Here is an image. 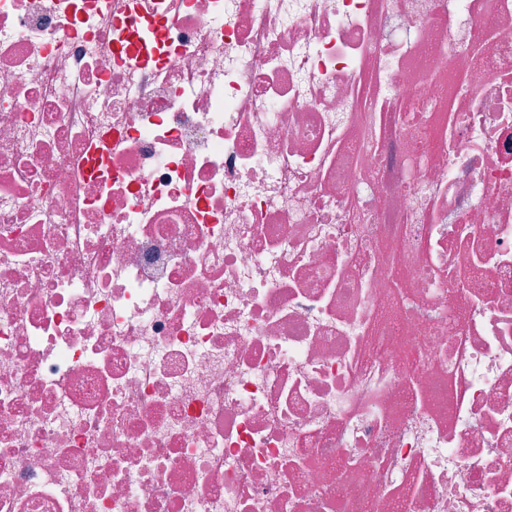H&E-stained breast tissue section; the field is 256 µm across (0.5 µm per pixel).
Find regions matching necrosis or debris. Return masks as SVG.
I'll use <instances>...</instances> for the list:
<instances>
[{"label":"necrosis or debris","instance_id":"4bbe7bcc","mask_svg":"<svg viewBox=\"0 0 512 512\" xmlns=\"http://www.w3.org/2000/svg\"><path fill=\"white\" fill-rule=\"evenodd\" d=\"M0 512H512V0H0Z\"/></svg>","mask_w":512,"mask_h":512}]
</instances>
